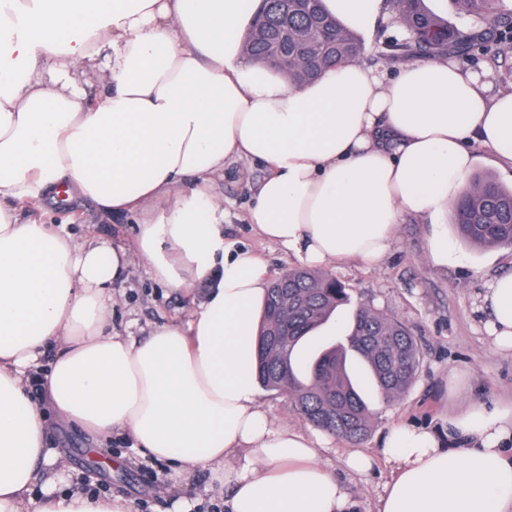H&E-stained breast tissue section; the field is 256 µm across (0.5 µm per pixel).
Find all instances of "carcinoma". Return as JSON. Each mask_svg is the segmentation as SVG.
<instances>
[{
  "label": "carcinoma",
  "mask_w": 512,
  "mask_h": 512,
  "mask_svg": "<svg viewBox=\"0 0 512 512\" xmlns=\"http://www.w3.org/2000/svg\"><path fill=\"white\" fill-rule=\"evenodd\" d=\"M394 2L406 36L385 43L384 57L443 56L465 62L480 56L495 63L512 52V9H505L503 0H451L456 13L468 18L459 25L431 12L425 0ZM257 17L260 22L247 42L250 57L268 60L272 46L280 45L285 57L280 68L297 84L357 60L364 49L360 35L340 26L322 0H260ZM452 214L458 237L471 246H512V188L492 175H476ZM347 302L344 285L329 273L299 268L278 277L265 300L256 351L244 359L243 372L289 396L313 427L354 443L371 432L372 414L348 371V352L361 358L386 403L411 388L420 353L398 319L363 306L353 313L345 341L320 345L304 357V342Z\"/></svg>",
  "instance_id": "obj_1"
}]
</instances>
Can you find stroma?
I'll return each instance as SVG.
<instances>
[{"label": "stroma", "mask_w": 512, "mask_h": 512, "mask_svg": "<svg viewBox=\"0 0 512 512\" xmlns=\"http://www.w3.org/2000/svg\"><path fill=\"white\" fill-rule=\"evenodd\" d=\"M403 29L393 21L364 34L360 63L394 73L398 62L379 60L381 43L402 39ZM265 173L261 163L229 161L214 194L224 203V240L234 246L255 250L266 262L272 277H279L295 262L287 249L256 237L246 222L248 207ZM35 214L65 234H88L101 240L131 241L134 222L125 217H102L97 206L82 196H73L59 206L53 201L39 203ZM448 247L458 263L449 269L435 268L427 257L428 222L409 218L400 224L392 253L377 267L349 264L335 276L348 290V304L337 309L316 333L320 342L334 341L342 334L355 309L370 305L401 320L412 331L420 349V367L409 391L398 401L383 403L368 380L360 385L372 412L373 425L362 450L377 448L386 427L404 422L435 430L448 436V417L474 400L488 405L512 404V351L497 349L484 330L478 313L479 296L492 278L512 273V249H478L463 243L454 224L444 226ZM119 302L112 313L117 328H130L139 336L153 326L183 318L204 298L203 291L188 296L155 281L148 266H132L116 285ZM52 446L66 461L71 476L81 478L87 493L121 495L134 499L138 512H170L174 496L166 465L142 457L129 441L113 438L110 449L123 456L124 465L106 470L93 451L95 439L83 429L57 423ZM349 445L333 441L322 455L323 465L347 482L355 503L354 512H375L384 484L390 477L385 465L371 474L356 476L346 470L343 454Z\"/></svg>", "instance_id": "obj_1"}]
</instances>
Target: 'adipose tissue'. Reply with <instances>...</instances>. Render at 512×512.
I'll return each mask as SVG.
<instances>
[{
	"label": "adipose tissue",
	"instance_id": "adipose-tissue-1",
	"mask_svg": "<svg viewBox=\"0 0 512 512\" xmlns=\"http://www.w3.org/2000/svg\"><path fill=\"white\" fill-rule=\"evenodd\" d=\"M341 26L374 27L390 0H323ZM255 0H0V512H136L133 500L44 484L61 469L51 422L101 442L127 434L180 489L211 474L226 512H351L320 455L327 432L275 425L242 358L271 284L261 257L224 247L212 187L228 159L266 165L247 221L297 264L379 265L399 224H441L475 150L512 168V92L445 58L390 79L352 61L295 84L248 57ZM110 89L91 99L79 75ZM72 190L137 222L132 245L61 235L35 203ZM160 283L207 290L148 335L112 326V289L135 260ZM512 349V274L480 298ZM390 479L377 512H512V406L477 401L448 439L394 423L346 468Z\"/></svg>",
	"mask_w": 512,
	"mask_h": 512
}]
</instances>
